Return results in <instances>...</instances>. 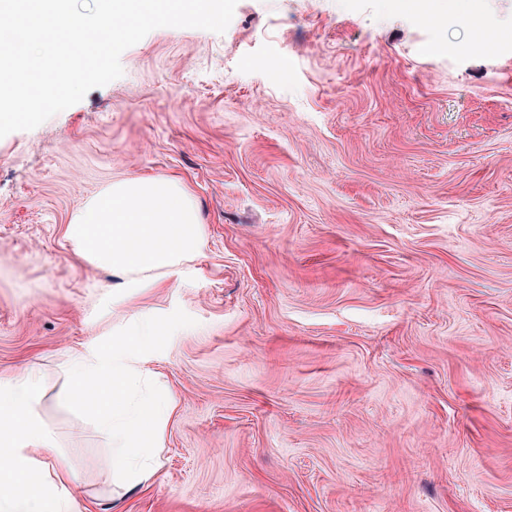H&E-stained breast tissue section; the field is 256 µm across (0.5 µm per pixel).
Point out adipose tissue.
Listing matches in <instances>:
<instances>
[{"instance_id":"obj_1","label":"adipose tissue","mask_w":512,"mask_h":512,"mask_svg":"<svg viewBox=\"0 0 512 512\" xmlns=\"http://www.w3.org/2000/svg\"><path fill=\"white\" fill-rule=\"evenodd\" d=\"M394 8L439 23L465 21L487 47L512 39V28L498 25L484 0H389ZM43 398L33 368L0 376V512H64L75 474L52 437L39 425Z\"/></svg>"}]
</instances>
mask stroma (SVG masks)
Here are the masks:
<instances>
[{"label": "stroma", "mask_w": 512, "mask_h": 512, "mask_svg": "<svg viewBox=\"0 0 512 512\" xmlns=\"http://www.w3.org/2000/svg\"><path fill=\"white\" fill-rule=\"evenodd\" d=\"M0 138V376L33 362L74 512H512V41L382 0H238ZM174 178L205 245L117 292L66 236L115 181ZM176 410L147 485L57 395L136 319Z\"/></svg>", "instance_id": "obj_1"}]
</instances>
